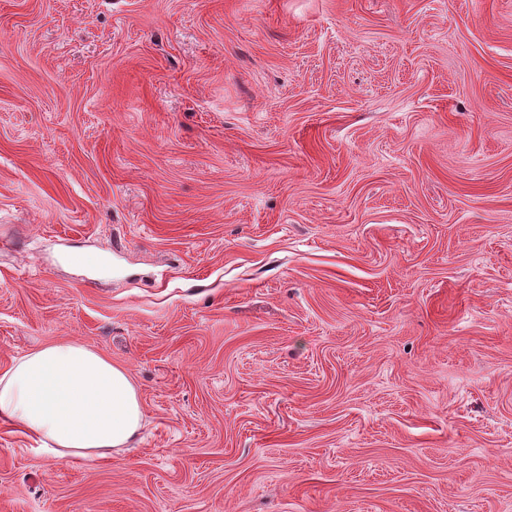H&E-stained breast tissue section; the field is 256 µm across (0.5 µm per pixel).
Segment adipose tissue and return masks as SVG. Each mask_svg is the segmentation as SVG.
<instances>
[{"mask_svg":"<svg viewBox=\"0 0 512 512\" xmlns=\"http://www.w3.org/2000/svg\"><path fill=\"white\" fill-rule=\"evenodd\" d=\"M142 420L130 374L82 345L42 347L0 372V421L35 435L57 459L93 462L123 452Z\"/></svg>","mask_w":512,"mask_h":512,"instance_id":"ef3b65f1","label":"adipose tissue"}]
</instances>
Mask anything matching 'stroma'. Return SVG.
Returning a JSON list of instances; mask_svg holds the SVG:
<instances>
[{
  "label": "stroma",
  "instance_id": "35a3bbf8",
  "mask_svg": "<svg viewBox=\"0 0 512 512\" xmlns=\"http://www.w3.org/2000/svg\"><path fill=\"white\" fill-rule=\"evenodd\" d=\"M61 341L143 426L0 425V512H512V0H0V371Z\"/></svg>",
  "mask_w": 512,
  "mask_h": 512
}]
</instances>
